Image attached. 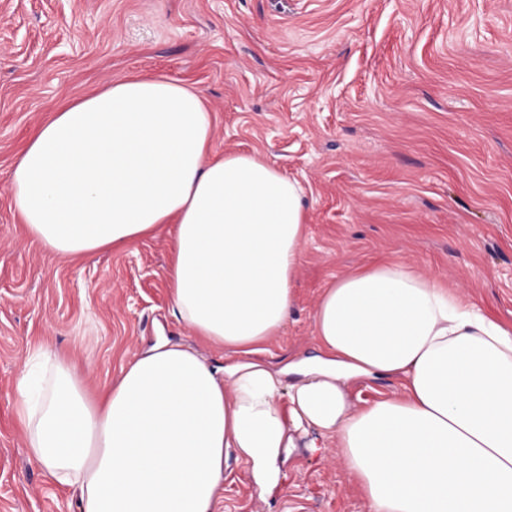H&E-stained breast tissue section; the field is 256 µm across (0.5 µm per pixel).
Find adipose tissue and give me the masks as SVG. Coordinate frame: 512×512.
Here are the masks:
<instances>
[{
    "label": "adipose tissue",
    "mask_w": 512,
    "mask_h": 512,
    "mask_svg": "<svg viewBox=\"0 0 512 512\" xmlns=\"http://www.w3.org/2000/svg\"><path fill=\"white\" fill-rule=\"evenodd\" d=\"M213 133L200 89L130 76L54 112L21 152L10 192L30 236L89 257L173 225L175 311L231 355L218 371L155 344L98 403L52 355L39 398L17 385L30 460L79 512H219L228 457L270 495L306 433L311 453L336 449L367 512H512V328L387 261L337 278L317 353L271 368L259 353L294 307L301 189L257 155H210ZM391 376L399 397L351 402V381Z\"/></svg>",
    "instance_id": "obj_1"
}]
</instances>
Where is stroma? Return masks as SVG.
I'll use <instances>...</instances> for the list:
<instances>
[{
    "label": "stroma",
    "mask_w": 512,
    "mask_h": 512,
    "mask_svg": "<svg viewBox=\"0 0 512 512\" xmlns=\"http://www.w3.org/2000/svg\"><path fill=\"white\" fill-rule=\"evenodd\" d=\"M139 74L203 92L212 150L303 190L305 240L271 366L313 355L336 278L399 260L512 325V0H0V512H78L29 460L17 383L43 347L100 400L159 337L216 366L173 313L168 231L96 258L31 238L13 166L63 104ZM222 512H365L335 449H293L266 497L230 464Z\"/></svg>",
    "instance_id": "stroma-1"
}]
</instances>
